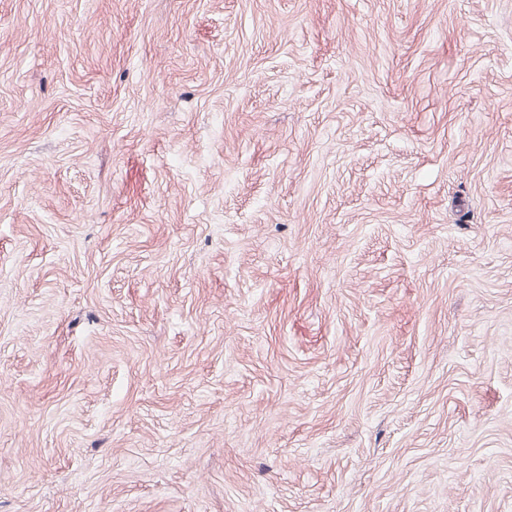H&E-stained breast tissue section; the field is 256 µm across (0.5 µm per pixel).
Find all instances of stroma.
<instances>
[{"instance_id": "1", "label": "stroma", "mask_w": 512, "mask_h": 512, "mask_svg": "<svg viewBox=\"0 0 512 512\" xmlns=\"http://www.w3.org/2000/svg\"><path fill=\"white\" fill-rule=\"evenodd\" d=\"M0 512H512V0H0Z\"/></svg>"}]
</instances>
